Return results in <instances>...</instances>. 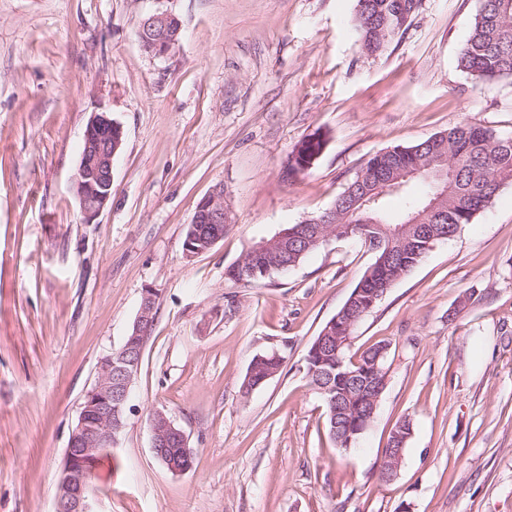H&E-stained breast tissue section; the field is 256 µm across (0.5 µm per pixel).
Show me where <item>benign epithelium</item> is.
Masks as SVG:
<instances>
[{
    "label": "benign epithelium",
    "instance_id": "benign-epithelium-1",
    "mask_svg": "<svg viewBox=\"0 0 512 512\" xmlns=\"http://www.w3.org/2000/svg\"><path fill=\"white\" fill-rule=\"evenodd\" d=\"M172 18L173 14L165 11L161 14L155 12L142 19L145 32L150 35L148 44L151 55L165 56L171 51V31L174 29ZM103 136L115 141V148L108 153L95 154L94 162L110 167L121 145L123 131L105 112L91 116L84 132V142L95 144ZM79 198L85 219L91 222L107 205L110 193L96 190L92 200L87 199L83 193L79 194ZM192 223L214 226V230L205 236L209 247L224 237L223 225L231 223L229 211L224 207V188L217 187L198 203ZM155 306V293L145 291L122 345L99 361L96 384L84 398L78 422L71 431L65 449L54 512H94L91 464L104 449L118 447L125 427L131 387L139 373L144 349L153 330ZM399 440L400 435H394V439L383 450V462H392L389 471L381 474L387 481L393 479L402 460V448L397 445ZM175 441L181 444L188 463L178 466L170 461L167 448ZM151 448L154 457L173 474L186 473L193 467L189 459L194 457V449L189 447L188 436L161 411H155L151 416Z\"/></svg>",
    "mask_w": 512,
    "mask_h": 512
}]
</instances>
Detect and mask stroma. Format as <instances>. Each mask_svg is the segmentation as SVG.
<instances>
[{
    "label": "stroma",
    "instance_id": "stroma-1",
    "mask_svg": "<svg viewBox=\"0 0 512 512\" xmlns=\"http://www.w3.org/2000/svg\"><path fill=\"white\" fill-rule=\"evenodd\" d=\"M479 5L422 0L367 57L355 0H0V512H54L99 360L148 289L153 331L120 443L94 472L96 512H512V183L356 325L349 356L387 344V384L347 450L304 365L373 253L333 238L255 286L225 276L331 208L381 150L459 123L512 135V80L478 87L457 65ZM158 10L182 26L162 57L138 39ZM97 112L124 137L112 198L88 222L74 179ZM318 130L322 155L284 180ZM219 186L224 237L185 258L186 227ZM271 349L281 371L243 395ZM157 410L189 437L187 473L152 454ZM404 418L413 433L385 483L382 450Z\"/></svg>",
    "mask_w": 512,
    "mask_h": 512
}]
</instances>
